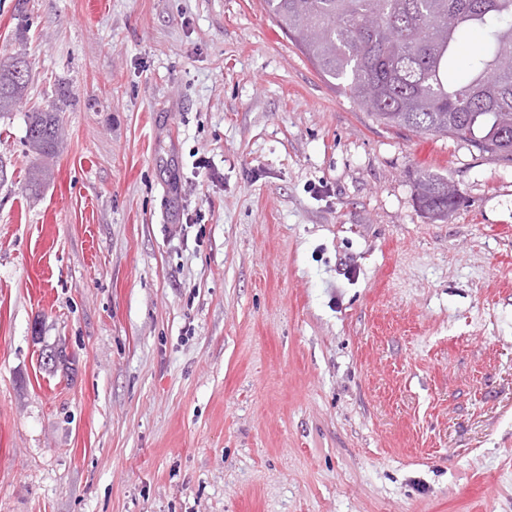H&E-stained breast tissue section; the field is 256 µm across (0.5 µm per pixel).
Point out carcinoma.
<instances>
[{"mask_svg":"<svg viewBox=\"0 0 512 512\" xmlns=\"http://www.w3.org/2000/svg\"><path fill=\"white\" fill-rule=\"evenodd\" d=\"M276 26L316 72L376 122L451 138L512 162V0H262ZM475 29L486 44L469 54L463 79L448 62L463 54L460 34ZM27 59H0V116L23 98ZM26 141L44 159L57 153L54 111L32 112ZM420 211L446 221L457 187L423 175L414 184Z\"/></svg>","mask_w":512,"mask_h":512,"instance_id":"1","label":"carcinoma"}]
</instances>
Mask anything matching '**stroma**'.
<instances>
[{
	"instance_id": "obj_1",
	"label": "stroma",
	"mask_w": 512,
	"mask_h": 512,
	"mask_svg": "<svg viewBox=\"0 0 512 512\" xmlns=\"http://www.w3.org/2000/svg\"><path fill=\"white\" fill-rule=\"evenodd\" d=\"M14 53L0 512H512V163L376 123L261 0H0ZM26 141L43 159L53 158L61 142L56 111L31 112L26 127ZM414 189L420 211L430 219L448 220L459 203V190L445 178L423 175L415 181Z\"/></svg>"
}]
</instances>
